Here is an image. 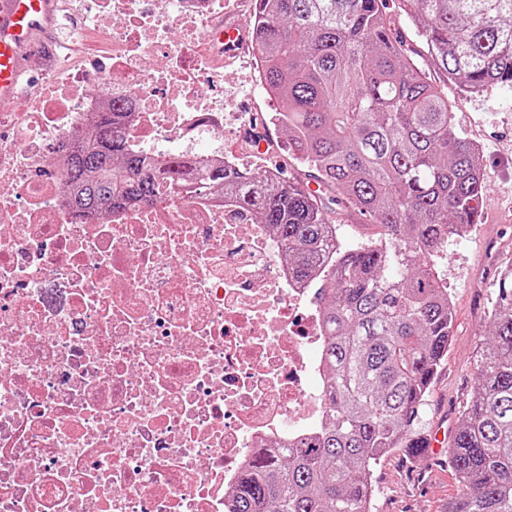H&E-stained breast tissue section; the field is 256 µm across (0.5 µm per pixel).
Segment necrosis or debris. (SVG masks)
Here are the masks:
<instances>
[{"mask_svg": "<svg viewBox=\"0 0 512 512\" xmlns=\"http://www.w3.org/2000/svg\"><path fill=\"white\" fill-rule=\"evenodd\" d=\"M101 60L0 108V512H226L257 450L325 421L322 305L278 237L183 186L77 220L66 145L104 100L148 156L236 165L225 126L224 0H99Z\"/></svg>", "mask_w": 512, "mask_h": 512, "instance_id": "necrosis-or-debris-1", "label": "necrosis or debris"}]
</instances>
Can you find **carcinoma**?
<instances>
[{
	"label": "carcinoma",
	"instance_id": "1",
	"mask_svg": "<svg viewBox=\"0 0 512 512\" xmlns=\"http://www.w3.org/2000/svg\"><path fill=\"white\" fill-rule=\"evenodd\" d=\"M400 3L424 46L418 60L387 0H256L255 57L288 139L271 177L152 159L122 136L113 107L67 156L62 177L82 217L187 184L222 192L280 237L296 279H319L325 427L249 461L228 512H368L377 462L421 450L413 426L455 322L440 245L479 223L488 192L481 150L432 75L473 95L512 88V0ZM299 165L329 197L284 174ZM335 202L370 216L379 236L337 244ZM473 368V396L448 436L459 485L448 512H512V271L500 274Z\"/></svg>",
	"mask_w": 512,
	"mask_h": 512
}]
</instances>
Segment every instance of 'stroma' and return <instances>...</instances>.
<instances>
[{
    "label": "stroma",
    "instance_id": "stroma-1",
    "mask_svg": "<svg viewBox=\"0 0 512 512\" xmlns=\"http://www.w3.org/2000/svg\"><path fill=\"white\" fill-rule=\"evenodd\" d=\"M98 9L97 0H58L59 17L71 18L73 27L54 28L46 37L56 51V69L90 63L94 50L79 39L77 27ZM457 126L482 150L489 190L483 200L481 224L450 237L441 253L438 274L447 284L455 308V332L448 358L422 409L417 427L426 434L451 430L473 393V353L485 315L496 299L497 269L512 258V89L497 88L472 95L449 85ZM268 150L254 155L251 140L225 133L224 141L240 155H253L252 170L288 158L286 137L268 128ZM376 492L372 512H446L458 493L448 467L447 452L408 455L395 450L381 458L375 470Z\"/></svg>",
    "mask_w": 512,
    "mask_h": 512
}]
</instances>
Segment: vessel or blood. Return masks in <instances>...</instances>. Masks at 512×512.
I'll return each mask as SVG.
<instances>
[{
	"label": "vessel or blood",
	"instance_id": "b4317fda",
	"mask_svg": "<svg viewBox=\"0 0 512 512\" xmlns=\"http://www.w3.org/2000/svg\"><path fill=\"white\" fill-rule=\"evenodd\" d=\"M56 0H0V98L19 93L23 56L55 23Z\"/></svg>",
	"mask_w": 512,
	"mask_h": 512
}]
</instances>
